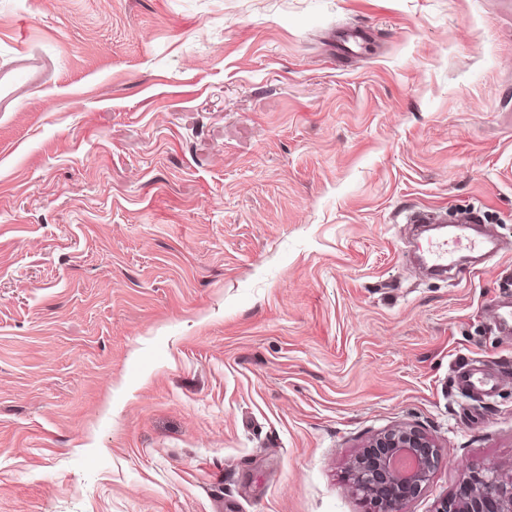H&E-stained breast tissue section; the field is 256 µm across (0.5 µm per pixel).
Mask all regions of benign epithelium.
Returning <instances> with one entry per match:
<instances>
[{"mask_svg": "<svg viewBox=\"0 0 512 512\" xmlns=\"http://www.w3.org/2000/svg\"><path fill=\"white\" fill-rule=\"evenodd\" d=\"M441 457V448L413 426H396L373 436L348 464L351 488L370 512H403L422 489ZM436 512H512V464L465 474L459 490Z\"/></svg>", "mask_w": 512, "mask_h": 512, "instance_id": "7a95c632", "label": "benign epithelium"}]
</instances>
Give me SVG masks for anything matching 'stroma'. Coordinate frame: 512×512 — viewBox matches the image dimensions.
I'll return each instance as SVG.
<instances>
[{"mask_svg":"<svg viewBox=\"0 0 512 512\" xmlns=\"http://www.w3.org/2000/svg\"><path fill=\"white\" fill-rule=\"evenodd\" d=\"M425 208L498 253L422 275ZM507 296L512 0H0V512H367L402 424L436 512L512 460ZM441 457V448L413 426H396L373 436L348 464L351 488L370 512H403L422 489ZM408 465H401V460Z\"/></svg>","mask_w":512,"mask_h":512,"instance_id":"35a3bbf8","label":"stroma"}]
</instances>
